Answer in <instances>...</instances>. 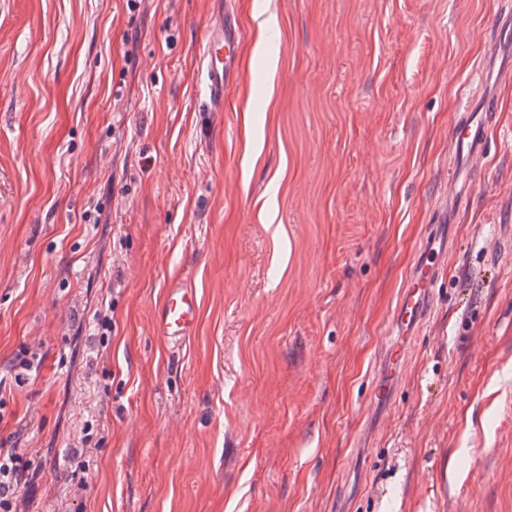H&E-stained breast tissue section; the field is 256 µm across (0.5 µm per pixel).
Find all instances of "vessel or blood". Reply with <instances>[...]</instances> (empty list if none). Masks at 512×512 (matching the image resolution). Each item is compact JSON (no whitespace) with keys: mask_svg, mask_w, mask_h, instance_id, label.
Returning <instances> with one entry per match:
<instances>
[{"mask_svg":"<svg viewBox=\"0 0 512 512\" xmlns=\"http://www.w3.org/2000/svg\"><path fill=\"white\" fill-rule=\"evenodd\" d=\"M241 39V28L228 11L221 14L218 23L209 30L200 65L212 108H222L225 95L235 85ZM487 126V118L471 112L458 113L451 124L450 149L467 150L471 162H478L483 155ZM449 249V242L442 235L433 237L422 248L394 307L393 326L413 330L423 324L432 289L446 270L445 258ZM196 314L197 299L193 289L181 282L171 283L155 316L156 330L166 341L182 342L190 335ZM410 352L411 344L405 338L388 345L381 371L372 386V402L391 399Z\"/></svg>","mask_w":512,"mask_h":512,"instance_id":"1","label":"vessel or blood"}]
</instances>
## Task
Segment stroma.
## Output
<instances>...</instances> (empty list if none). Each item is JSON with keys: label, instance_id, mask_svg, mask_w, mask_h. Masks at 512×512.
Instances as JSON below:
<instances>
[{"label": "stroma", "instance_id": "35a3bbf8", "mask_svg": "<svg viewBox=\"0 0 512 512\" xmlns=\"http://www.w3.org/2000/svg\"><path fill=\"white\" fill-rule=\"evenodd\" d=\"M221 2L0 0V438L23 430L40 473L20 512H512V33L474 77L512 0H233L215 112L198 65ZM464 96L491 116L483 160L374 407ZM175 279L200 303L179 344L153 326ZM410 352L411 342L408 341V338L390 342L383 358L381 371L372 386L371 401L374 405L381 401L391 400L393 390L402 375ZM88 429L89 425H87L86 429H82L81 434L78 437V446L75 447L80 448H71L73 460L78 461L76 469L72 472L71 483L67 489L68 494H72L74 497H82L83 491L86 489V483L81 478L75 480L76 476L78 475V473L76 474L77 468H79V470L83 469L82 464L84 461L81 459L89 457L94 452V450L96 451L98 449L91 447L92 434H90Z\"/></svg>", "mask_w": 512, "mask_h": 512}]
</instances>
